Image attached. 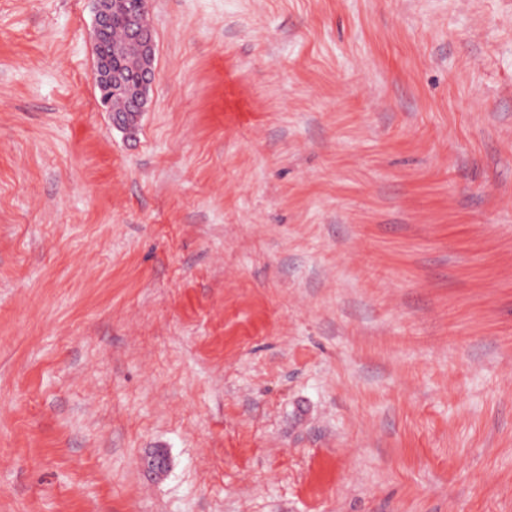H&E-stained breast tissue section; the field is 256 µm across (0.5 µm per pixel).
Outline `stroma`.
Wrapping results in <instances>:
<instances>
[{
	"label": "stroma",
	"instance_id": "35a3bbf8",
	"mask_svg": "<svg viewBox=\"0 0 512 512\" xmlns=\"http://www.w3.org/2000/svg\"><path fill=\"white\" fill-rule=\"evenodd\" d=\"M92 21L0 0V512H512V0H151L131 137Z\"/></svg>",
	"mask_w": 512,
	"mask_h": 512
}]
</instances>
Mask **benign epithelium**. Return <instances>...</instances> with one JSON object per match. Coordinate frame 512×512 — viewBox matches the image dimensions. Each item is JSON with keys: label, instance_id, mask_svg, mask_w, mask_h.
<instances>
[{"label": "benign epithelium", "instance_id": "1", "mask_svg": "<svg viewBox=\"0 0 512 512\" xmlns=\"http://www.w3.org/2000/svg\"><path fill=\"white\" fill-rule=\"evenodd\" d=\"M95 61L92 80L100 92L99 105L112 113V127L131 133L138 127L144 112L148 111L150 92L155 81V41L150 22V0H93ZM123 22L124 39L118 48L112 45V19ZM117 55H129L138 61L136 73L129 74L113 62ZM122 100L124 109L113 107V98ZM154 473L168 468L164 449L153 451L144 461Z\"/></svg>", "mask_w": 512, "mask_h": 512}]
</instances>
